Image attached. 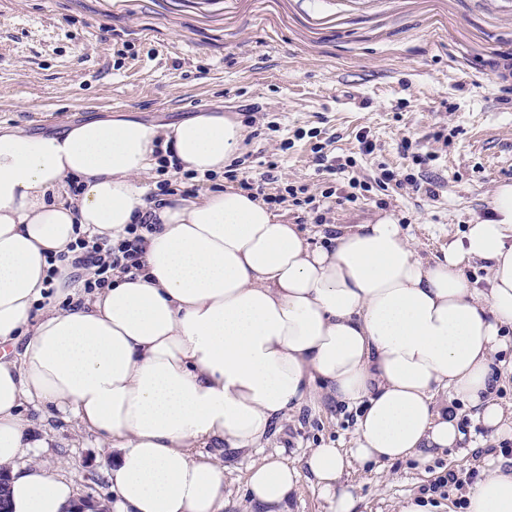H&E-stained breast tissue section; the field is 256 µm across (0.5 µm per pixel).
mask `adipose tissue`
I'll list each match as a JSON object with an SVG mask.
<instances>
[{"label": "adipose tissue", "mask_w": 512, "mask_h": 512, "mask_svg": "<svg viewBox=\"0 0 512 512\" xmlns=\"http://www.w3.org/2000/svg\"><path fill=\"white\" fill-rule=\"evenodd\" d=\"M244 137L239 120L206 108L169 125L119 114L58 134L0 127V343L27 338L0 356L7 512H69L74 500L30 462L26 404L74 417L110 448L112 512H224V467L200 445L256 451L273 422L321 396L356 409L352 448L311 449L300 468L254 463L257 512H285L305 475L327 512H352L340 485L352 463L463 444L456 401L492 435H512V411L492 397V358L512 345V187L430 264L389 216L313 248L246 192L157 203L138 184L156 148L203 175L223 171ZM71 179L79 194L60 199ZM141 213L153 224L145 273L114 274L91 298L65 276L47 284L48 258L78 232L116 243ZM475 260L486 287L463 274ZM50 286L63 308L32 319ZM443 391L450 406L436 403ZM487 467L467 512H512V463Z\"/></svg>", "instance_id": "ef3b65f1"}]
</instances>
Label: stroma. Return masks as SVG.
<instances>
[{"label": "stroma", "instance_id": "1", "mask_svg": "<svg viewBox=\"0 0 512 512\" xmlns=\"http://www.w3.org/2000/svg\"><path fill=\"white\" fill-rule=\"evenodd\" d=\"M202 108L242 121V168L277 162L281 184L319 197L314 215L289 201L274 209L310 245L330 225L385 214L435 261L512 186V0H0V126L61 132L121 110L166 125ZM363 133L373 154L359 149ZM321 154L340 163L336 175L319 171ZM383 165L431 178L435 196L376 187ZM351 180L357 201L323 198ZM22 413L49 475L82 499L111 498L110 451L95 435L44 408ZM353 436V414L322 400L278 422L261 453L206 446L225 468L224 512H247L248 468L262 456L299 467L308 449ZM491 454L435 449L423 463L354 467V512H399L409 497L466 512L465 489L433 484Z\"/></svg>", "mask_w": 512, "mask_h": 512}]
</instances>
